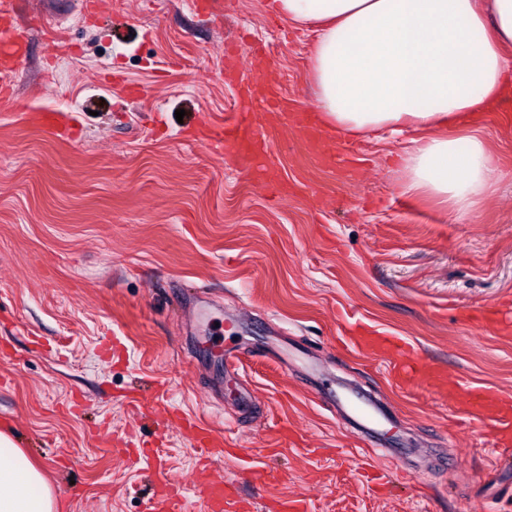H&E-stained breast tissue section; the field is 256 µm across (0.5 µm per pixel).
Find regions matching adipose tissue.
Here are the masks:
<instances>
[{
	"mask_svg": "<svg viewBox=\"0 0 512 512\" xmlns=\"http://www.w3.org/2000/svg\"><path fill=\"white\" fill-rule=\"evenodd\" d=\"M314 27L320 122L349 135L414 131L403 193L476 211L502 178L474 121L512 95V0H269ZM53 491L11 427L0 428V512H54Z\"/></svg>",
	"mask_w": 512,
	"mask_h": 512,
	"instance_id": "adipose-tissue-1",
	"label": "adipose tissue"
}]
</instances>
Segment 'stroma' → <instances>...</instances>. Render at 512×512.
I'll use <instances>...</instances> for the list:
<instances>
[{
  "label": "stroma",
  "instance_id": "stroma-1",
  "mask_svg": "<svg viewBox=\"0 0 512 512\" xmlns=\"http://www.w3.org/2000/svg\"><path fill=\"white\" fill-rule=\"evenodd\" d=\"M265 2L11 0L27 53L0 102V426L56 512H145L152 487L127 461L142 440L200 512L179 415L223 432L231 452L209 477L248 512L287 497L309 512H512V461L464 425L462 398L397 388L341 336L359 318L512 395V332L466 319L512 305V102L480 122L504 178L467 218L400 191L404 135L328 131L348 180L277 129L288 190L272 193L209 138L244 78L319 109L314 32ZM41 110L67 137L26 121ZM343 382L390 409L398 453L362 451L332 406L350 401Z\"/></svg>",
  "mask_w": 512,
  "mask_h": 512
}]
</instances>
